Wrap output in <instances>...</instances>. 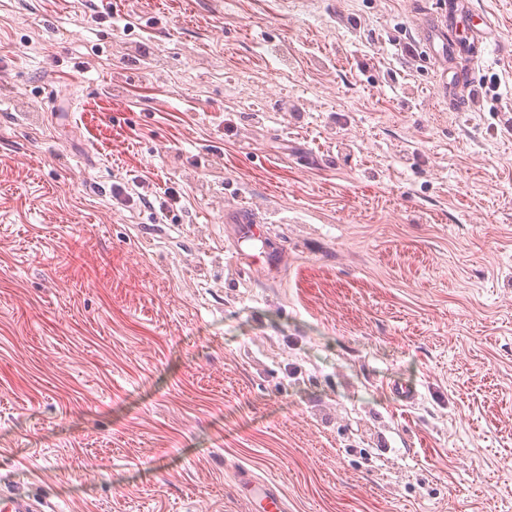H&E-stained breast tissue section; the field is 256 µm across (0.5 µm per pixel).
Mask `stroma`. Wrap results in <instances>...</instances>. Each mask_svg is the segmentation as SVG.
I'll return each mask as SVG.
<instances>
[{
    "label": "stroma",
    "mask_w": 512,
    "mask_h": 512,
    "mask_svg": "<svg viewBox=\"0 0 512 512\" xmlns=\"http://www.w3.org/2000/svg\"><path fill=\"white\" fill-rule=\"evenodd\" d=\"M437 2L0 0V473L55 512H248L244 469L288 512H512V0H468L464 112ZM444 3V13L441 14V16L444 19L445 23H436L434 25L428 26L426 28H422V35L424 39L428 40V42H431L434 44V41L436 39H439L441 41V49L442 52L438 53L439 61H443V63H446V51L448 49V58L455 56L456 54L460 53L462 50L461 43L457 40H453L449 28L447 33V16H449V7H448V15H447V3ZM448 36V37H446ZM449 21L450 25L456 30H458L459 27L466 30L470 35L469 37L472 38V42H474V40L483 42L482 33H485L483 28L485 21L479 14L470 10L465 12H458V10H456Z\"/></svg>",
    "instance_id": "obj_1"
}]
</instances>
